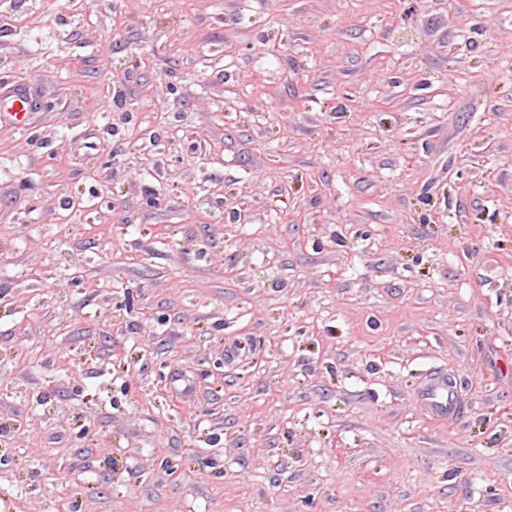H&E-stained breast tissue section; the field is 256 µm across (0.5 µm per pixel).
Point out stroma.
I'll return each instance as SVG.
<instances>
[{
  "instance_id": "stroma-1",
  "label": "stroma",
  "mask_w": 512,
  "mask_h": 512,
  "mask_svg": "<svg viewBox=\"0 0 512 512\" xmlns=\"http://www.w3.org/2000/svg\"><path fill=\"white\" fill-rule=\"evenodd\" d=\"M7 79L0 512H512V0H0ZM35 98L22 87L0 88V124L22 125L34 107ZM417 401L432 419L447 421L460 412L459 382L445 371L424 376L417 391Z\"/></svg>"
}]
</instances>
